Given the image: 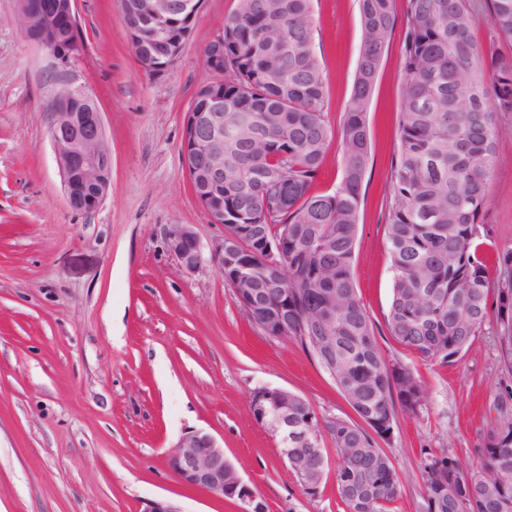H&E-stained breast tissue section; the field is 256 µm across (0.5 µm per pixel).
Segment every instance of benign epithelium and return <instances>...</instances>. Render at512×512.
<instances>
[{
	"label": "benign epithelium",
	"mask_w": 512,
	"mask_h": 512,
	"mask_svg": "<svg viewBox=\"0 0 512 512\" xmlns=\"http://www.w3.org/2000/svg\"><path fill=\"white\" fill-rule=\"evenodd\" d=\"M202 4L203 0H122L131 43L138 42L140 25L151 23L155 43L167 59V64L160 67L156 54L136 53L145 74L161 75L177 63ZM15 22L29 41L48 52L49 64L55 69L69 70L84 54L77 0H18ZM220 83V79L210 82L204 107L187 113L182 146L188 173L205 174L210 185L224 182V91ZM50 114L49 138L65 200L76 212H92L106 197L112 169L111 149L95 95L82 86L64 82L51 95ZM194 196L209 221L224 228L223 237L211 245V261L222 272L224 254L234 257L237 272L229 285L250 315L258 289L271 284L275 270L281 267L283 245L259 231L245 237L236 225L224 223V200L210 195L209 188L194 192ZM167 246L185 270L193 272L202 266V245L190 225H171ZM254 322L266 334L282 338L288 334V308L274 309ZM255 394V420L279 440L286 460L288 443H307L312 434L288 423V409L302 406L303 398L285 389L262 388ZM167 466L186 488L220 499H238L248 505V512H266L265 504L255 498L237 468L226 459L224 448L205 430L185 433L169 451Z\"/></svg>",
	"instance_id": "benign-epithelium-1"
}]
</instances>
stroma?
Here are the masks:
<instances>
[{
  "label": "stroma",
  "mask_w": 512,
  "mask_h": 512,
  "mask_svg": "<svg viewBox=\"0 0 512 512\" xmlns=\"http://www.w3.org/2000/svg\"><path fill=\"white\" fill-rule=\"evenodd\" d=\"M237 6L203 0L177 64L153 78L138 64L119 0H79L85 51L65 74L17 27L15 0H0V512H140L158 498L182 512H245L240 500L183 487L169 470V450L197 429L218 439L267 512H342L331 442L323 482L308 493L250 401L259 388H280L323 418L355 412L299 339L267 336L215 266L185 271L167 248L173 224L192 225L206 246L223 235L194 198L181 146L196 91L216 78L204 48ZM407 7L394 0L396 26L367 112L353 264L385 360L411 368L424 391L379 443L401 481L390 512H419L428 455L471 466L500 413H512V401L499 399L512 387V363L495 320L449 364L418 360L386 328ZM312 8L332 131L312 191L325 194L342 177L362 27L358 0H312ZM66 77L96 95L112 151L107 195L89 213L67 206L48 135L49 99ZM495 125L480 224V251L491 257L512 250V112L496 113Z\"/></svg>",
  "instance_id": "obj_1"
}]
</instances>
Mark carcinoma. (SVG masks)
<instances>
[{"label": "carcinoma", "mask_w": 512, "mask_h": 512, "mask_svg": "<svg viewBox=\"0 0 512 512\" xmlns=\"http://www.w3.org/2000/svg\"><path fill=\"white\" fill-rule=\"evenodd\" d=\"M363 41L342 127V178L311 192L331 130L327 79L313 50L311 0H238L224 19V223L259 224L286 242L281 288L288 337L324 367L361 418L321 420L310 405L288 417L325 428L339 465L336 496L348 512H388L401 482L370 432L372 422L413 414L424 391L414 372L387 364L352 274L362 183L370 156L366 112L395 26L392 0H359ZM498 37L512 41V0H489ZM469 0H408L398 159L390 186L387 246L390 336L421 361L450 363L493 310L500 348L512 357V251L497 254L495 308L477 240L488 204L497 128L512 112V60L472 37ZM247 122L251 135L238 136ZM333 337L330 349L316 348ZM420 512H512V415L488 431L478 465L449 454L424 464Z\"/></svg>", "instance_id": "cac0c4a2"}]
</instances>
